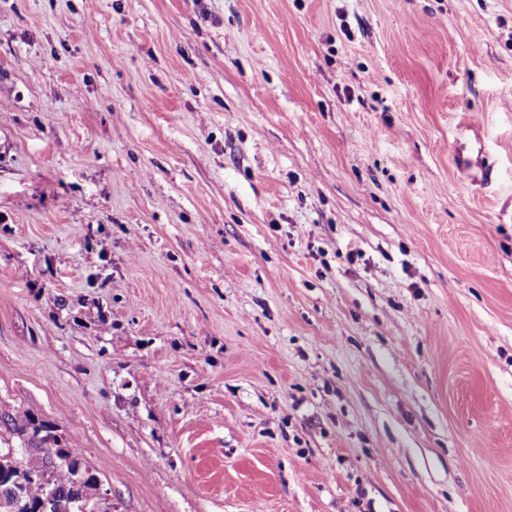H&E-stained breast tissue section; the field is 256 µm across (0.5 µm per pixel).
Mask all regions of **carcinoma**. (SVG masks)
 Wrapping results in <instances>:
<instances>
[{
	"instance_id": "carcinoma-1",
	"label": "carcinoma",
	"mask_w": 512,
	"mask_h": 512,
	"mask_svg": "<svg viewBox=\"0 0 512 512\" xmlns=\"http://www.w3.org/2000/svg\"><path fill=\"white\" fill-rule=\"evenodd\" d=\"M36 421L37 418L32 415H22L15 410L0 407V430L4 428L12 435L27 437L26 446L30 447V451L24 453L20 461L22 475L48 472L49 484L56 491L53 512H70L71 501L89 493L90 481L97 479L99 472L81 458L79 450L72 444L66 451L68 462L52 470L48 469L47 458L39 450L47 442V438L40 435ZM25 495L29 512H36L45 495V486L31 481L26 485Z\"/></svg>"
}]
</instances>
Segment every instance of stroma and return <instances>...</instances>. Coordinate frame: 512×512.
<instances>
[{
  "label": "stroma",
  "instance_id": "1",
  "mask_svg": "<svg viewBox=\"0 0 512 512\" xmlns=\"http://www.w3.org/2000/svg\"><path fill=\"white\" fill-rule=\"evenodd\" d=\"M1 406L112 512H512V0H0ZM480 127L481 126L479 122L475 118H472L461 124V128L463 130L474 133L475 140L480 144V148L475 159L465 151V146L463 144L460 145L459 148L455 150L454 161L456 166L460 170H470L474 166H481L480 156L483 153V148L481 146L482 142L479 137Z\"/></svg>",
  "mask_w": 512,
  "mask_h": 512
}]
</instances>
